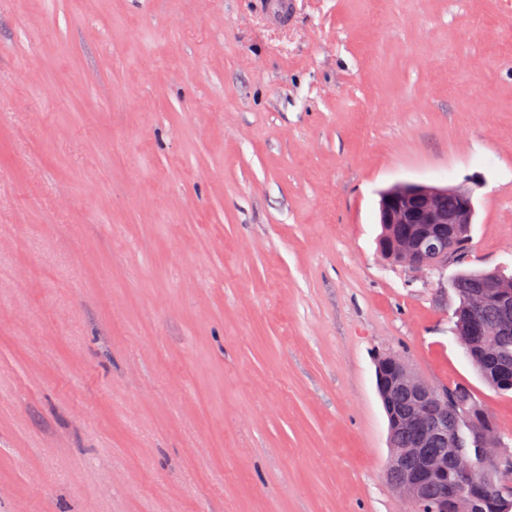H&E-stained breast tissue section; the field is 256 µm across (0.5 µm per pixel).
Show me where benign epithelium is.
I'll return each instance as SVG.
<instances>
[{
    "mask_svg": "<svg viewBox=\"0 0 512 512\" xmlns=\"http://www.w3.org/2000/svg\"><path fill=\"white\" fill-rule=\"evenodd\" d=\"M378 239L381 257L420 274L441 272L462 256L451 225L474 223L476 210L469 190L448 185L399 182L378 193ZM453 196L457 206L448 208ZM471 304L491 302L490 319L499 335H512V290L497 278L470 291ZM490 366L501 381H512V355L500 353ZM376 391L387 419L389 440L401 436L406 447L391 449L386 465L389 484L410 512H460L461 492L472 485V466L487 461L497 467L512 463V453L494 451L461 416L467 394L423 382L399 358L377 360ZM456 466V481L445 480L448 461Z\"/></svg>",
    "mask_w": 512,
    "mask_h": 512,
    "instance_id": "7a95c632",
    "label": "benign epithelium"
}]
</instances>
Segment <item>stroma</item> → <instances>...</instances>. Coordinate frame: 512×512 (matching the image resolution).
Listing matches in <instances>:
<instances>
[{
    "instance_id": "stroma-1",
    "label": "stroma",
    "mask_w": 512,
    "mask_h": 512,
    "mask_svg": "<svg viewBox=\"0 0 512 512\" xmlns=\"http://www.w3.org/2000/svg\"><path fill=\"white\" fill-rule=\"evenodd\" d=\"M399 181L512 274V0H0V512H406L383 352L512 435ZM378 239L381 257L420 274L433 275L467 256L471 235L459 228L460 251L451 224H474L476 210L469 190L448 185L399 182L378 193ZM448 196L454 200H446Z\"/></svg>"
}]
</instances>
